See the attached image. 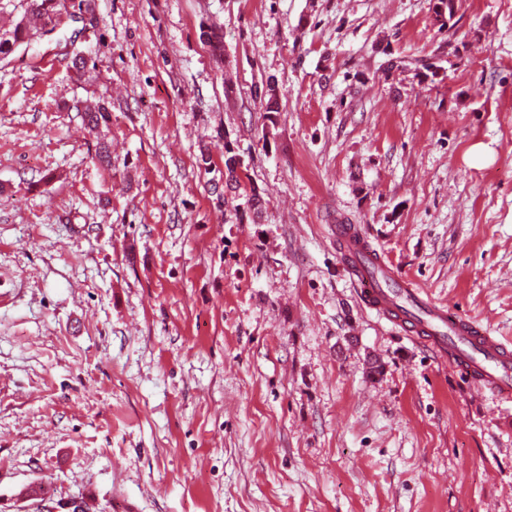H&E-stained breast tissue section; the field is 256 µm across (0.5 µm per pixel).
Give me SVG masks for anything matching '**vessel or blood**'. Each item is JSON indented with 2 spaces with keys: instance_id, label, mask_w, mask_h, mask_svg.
Segmentation results:
<instances>
[{
  "instance_id": "b4317fda",
  "label": "vessel or blood",
  "mask_w": 512,
  "mask_h": 512,
  "mask_svg": "<svg viewBox=\"0 0 512 512\" xmlns=\"http://www.w3.org/2000/svg\"><path fill=\"white\" fill-rule=\"evenodd\" d=\"M350 260L363 303L374 310L392 309L396 320L424 341L431 353L451 357L457 370L478 387L502 398L512 397V351L489 331L425 298L422 288L394 279L380 259L350 226L336 227Z\"/></svg>"
}]
</instances>
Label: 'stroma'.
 Instances as JSON below:
<instances>
[{
    "label": "stroma",
    "instance_id": "1",
    "mask_svg": "<svg viewBox=\"0 0 512 512\" xmlns=\"http://www.w3.org/2000/svg\"><path fill=\"white\" fill-rule=\"evenodd\" d=\"M78 4L0 58V512H512V399L366 307L335 235L512 344V0ZM228 138L259 223L212 190ZM111 113L104 104H100L97 108L92 110H86L84 112V123L88 133L93 135L97 140L96 157L98 161L106 166H111L112 160L108 145L104 140H101L99 128L101 125H106L110 120Z\"/></svg>",
    "mask_w": 512,
    "mask_h": 512
}]
</instances>
